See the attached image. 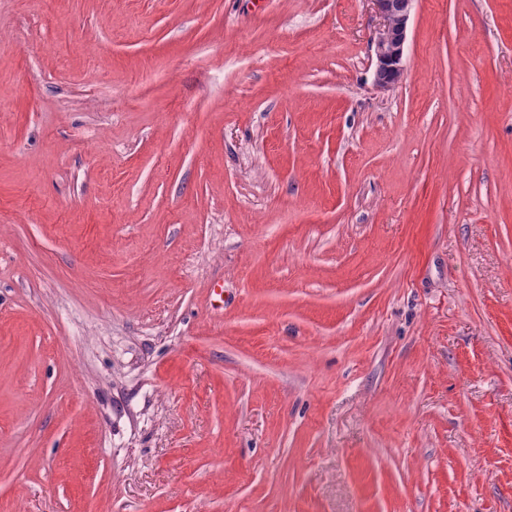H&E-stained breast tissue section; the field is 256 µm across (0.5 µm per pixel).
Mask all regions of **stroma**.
<instances>
[{
  "mask_svg": "<svg viewBox=\"0 0 512 512\" xmlns=\"http://www.w3.org/2000/svg\"><path fill=\"white\" fill-rule=\"evenodd\" d=\"M0 0V512H512V0ZM415 1L371 0L382 19L373 43L376 57L374 85L380 90H389L404 76L408 24Z\"/></svg>",
  "mask_w": 512,
  "mask_h": 512,
  "instance_id": "stroma-1",
  "label": "stroma"
}]
</instances>
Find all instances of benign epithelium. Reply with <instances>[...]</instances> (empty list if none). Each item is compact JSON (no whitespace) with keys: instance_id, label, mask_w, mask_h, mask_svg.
Listing matches in <instances>:
<instances>
[{"instance_id":"benign-epithelium-1","label":"benign epithelium","mask_w":512,"mask_h":512,"mask_svg":"<svg viewBox=\"0 0 512 512\" xmlns=\"http://www.w3.org/2000/svg\"><path fill=\"white\" fill-rule=\"evenodd\" d=\"M382 19L374 37L376 66L374 85L388 90L404 76L407 60L405 45L408 24L415 0H371Z\"/></svg>"}]
</instances>
